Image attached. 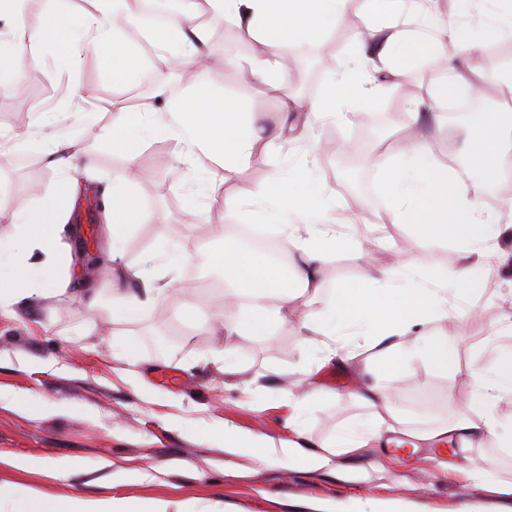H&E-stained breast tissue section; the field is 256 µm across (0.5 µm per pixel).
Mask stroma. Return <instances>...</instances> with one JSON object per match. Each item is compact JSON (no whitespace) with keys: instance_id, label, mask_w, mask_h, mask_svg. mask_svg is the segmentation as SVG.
Listing matches in <instances>:
<instances>
[{"instance_id":"stroma-1","label":"stroma","mask_w":512,"mask_h":512,"mask_svg":"<svg viewBox=\"0 0 512 512\" xmlns=\"http://www.w3.org/2000/svg\"><path fill=\"white\" fill-rule=\"evenodd\" d=\"M435 16L440 30L450 34L469 26V43L480 55L498 43L471 13L459 11L457 0H436ZM206 27L210 68L188 83L171 76L170 100L206 86L254 113L260 125H279V96L240 85L224 59L225 43L236 44L244 57L259 53L260 45L239 28L225 30L221 15H212ZM333 35L336 51L330 64H321L316 44L305 49L308 69L326 78L358 58L345 26ZM145 43L144 35L130 38L138 66L126 80L114 78L104 57L93 53L85 54L76 70L61 66L50 49L37 47L27 54L17 81L39 86L38 100L20 119L0 104V187L14 209H38L43 195L62 178L41 152L10 148L16 137L50 134L45 119L51 112L61 114L72 137L94 154L95 169L85 177L78 201L100 209L103 185L126 167L101 133L114 108L138 107L139 90L154 87L146 76L155 56ZM406 53L409 83L419 93L431 92L439 79L431 72L435 58L429 38L411 42ZM70 87L79 88L80 96L69 97ZM409 100L404 87L389 86L364 114L315 118L300 113L295 139L255 150L241 181L225 177L223 169L205 159L176 164L177 143L166 139V197L150 204L142 179L133 180L131 190L144 219L126 236L123 248L129 262L159 272L164 264L159 236L167 234L184 252L183 266L192 270L194 285L170 291L136 322L113 320L105 299L89 309L76 293L34 299L16 305L13 316H0V512H15L35 490L57 499L114 498L131 512L155 500L169 502V512H358L366 503L395 500L404 501L407 512H512L511 498L443 470L442 453L423 444L413 450L392 443L368 447L355 455L333 456L313 471L289 460V443L300 440L306 451H319L366 413V406L348 398L373 355L363 337L348 338L358 353L351 366L331 364L306 378L302 370L318 352L299 336L294 314L268 335L235 338L237 375L225 374L209 360L219 342L209 321L222 301L224 237L229 225L260 223L263 192L279 170L316 159L315 175L335 198L338 213L351 215L349 231L363 244V255L339 250L329 257L322 281L327 296L339 283L357 281L364 267L389 263L411 233L410 225L391 223L380 185L379 163L397 152L399 142L425 132L433 150H445L459 167L470 168V121L429 120L415 128ZM393 110L401 112V121L386 122V113ZM329 130L347 142L370 138L362 219H354L349 195L318 157L320 139ZM191 192L197 195L193 206L186 202ZM91 246L99 252L107 246L105 225L98 219L83 225L79 238L59 246L84 288L99 287L108 277L102 263L88 261ZM403 252L411 274H445L458 263V250L450 243ZM476 302L481 314L463 331L460 372L440 374L418 358L399 375L385 378L407 429L438 427L468 411L466 371L490 363L484 340L502 317L512 315V272L488 279ZM121 342L133 345L134 365L120 361ZM303 379L329 390L330 396L311 402L295 430L288 424L285 393ZM226 425L259 436L262 448L247 455L226 447L213 434ZM23 459L34 460V467H20Z\"/></svg>"}]
</instances>
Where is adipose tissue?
I'll list each match as a JSON object with an SVG mask.
<instances>
[{
	"mask_svg": "<svg viewBox=\"0 0 512 512\" xmlns=\"http://www.w3.org/2000/svg\"><path fill=\"white\" fill-rule=\"evenodd\" d=\"M208 2L263 45V52L248 61V73L254 84L279 92L286 114L300 105L283 90L280 48L319 39L350 12V0ZM138 25V15L120 0H96L95 12L76 18L47 13L38 27L0 44V79L16 77L28 49L35 46L54 49L69 69L78 66L84 52L91 51L107 57L113 72L128 76L132 54L121 34ZM148 40L156 51L154 95L159 103L139 112L123 108L113 112L112 146L125 158L127 168L102 194L110 237L106 256L112 264L111 310L113 318L123 321L138 320L147 305L172 288L171 283L147 277L124 257L123 241L142 220L141 207L128 191L132 179L139 175L135 163L142 143L155 136L175 139L180 146L177 162H194L204 156L240 179L256 143L263 138L248 113L215 92L198 90L183 100L168 102L174 64L194 65L203 60L209 45L205 28L191 25L186 15H174L164 26L152 29ZM465 42L462 36L451 43L444 39L435 42L434 51L444 59L449 78L429 96L411 100L413 117L439 108L463 84H491L499 93L512 96V69L488 75L478 55L465 49ZM511 149L512 118L490 113L475 124L467 143L468 154L482 173L481 181L464 182L451 168L439 165L430 142L422 137L413 138L394 159L382 163L381 181L391 221L411 224V245L422 249L449 242L461 254L449 275L428 272L425 288L405 281L401 266L392 262L365 269L358 284L341 286L332 297L322 298L324 262L335 249L354 252L361 244L336 224V200L324 192L310 161L273 177L261 211L263 222L278 227L283 248L293 253L291 267L268 263L235 242H225L220 258L224 282L237 301L216 308L214 319L222 326L225 340L210 351L211 360L223 364L225 373L238 371L232 337L266 335L286 323L289 309L298 301L305 308L299 334L305 343L321 346L325 362L355 360V353L339 343L342 331L350 325L370 337L377 350L376 361L366 366L373 381L350 395L355 403L370 407V414L340 431L321 451L304 454L302 460L309 469H321L330 456L353 454L367 442L383 444L389 435L402 433L403 420L380 376L395 373L416 356L442 374L457 368L460 330L471 318L469 309L457 306V299L475 290L474 270L489 276L512 263V251L498 243L500 237L512 234V226L495 223L479 202L484 183L501 179L502 156ZM46 155L65 174L38 210L11 212L8 193L0 190V215H12L10 234L0 238V266L17 269L13 277L0 279V311H10L36 295L66 294L73 285L71 275L58 271L57 245L62 237L80 231L74 222L80 177L94 168L95 160L63 130ZM511 335L512 316H507L485 340L492 364L469 372L472 407L452 425L417 433L418 441L446 444L458 440L470 448L494 442L512 447V421L498 413L500 402L512 400V351L501 342L502 337ZM18 512L124 509L111 500L75 496L53 501L35 495L23 501Z\"/></svg>",
	"mask_w": 512,
	"mask_h": 512,
	"instance_id": "obj_1",
	"label": "adipose tissue"
}]
</instances>
